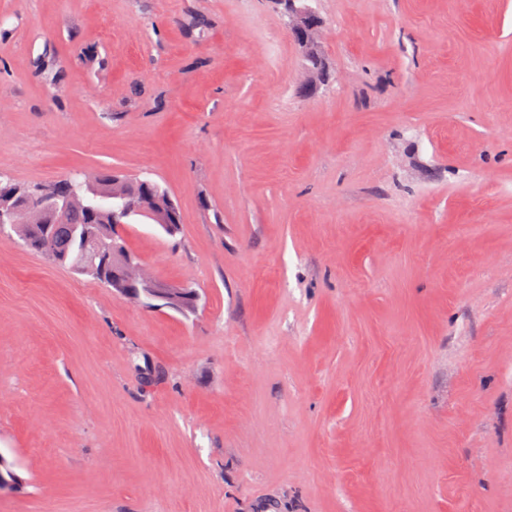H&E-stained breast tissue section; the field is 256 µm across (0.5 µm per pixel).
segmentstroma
Segmentation results:
<instances>
[{"label": "stroma", "instance_id": "obj_1", "mask_svg": "<svg viewBox=\"0 0 512 512\" xmlns=\"http://www.w3.org/2000/svg\"><path fill=\"white\" fill-rule=\"evenodd\" d=\"M0 0V179L115 169L190 315L0 239V512H512V0ZM310 0H288V32L302 48L304 58L324 67V55L320 45L314 41V34L320 19L317 12L306 2Z\"/></svg>", "mask_w": 512, "mask_h": 512}]
</instances>
